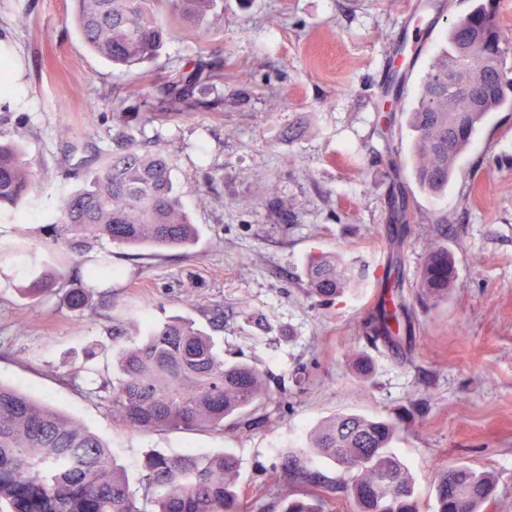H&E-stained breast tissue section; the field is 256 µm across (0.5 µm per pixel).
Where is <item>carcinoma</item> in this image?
<instances>
[{"label":"carcinoma","instance_id":"carcinoma-1","mask_svg":"<svg viewBox=\"0 0 512 512\" xmlns=\"http://www.w3.org/2000/svg\"><path fill=\"white\" fill-rule=\"evenodd\" d=\"M74 19L87 46L118 66L158 55L164 28L157 20L163 0H74ZM179 14L198 20L216 16L224 0H176ZM496 0L474 7L448 27L409 112L417 163L414 179L421 191L448 189L456 163L475 132L492 112L512 111L500 92L512 85L504 66ZM216 74L202 64L172 75L153 97L157 114L195 111L197 93ZM486 87L481 104L464 89ZM122 163L108 159L86 172L82 184L63 200L47 231L56 247L80 257L101 241L140 247L186 249L198 239L190 223L170 164L126 142ZM33 172L23 147L0 141V210L16 209L30 196ZM86 280L65 293L67 305L84 311L91 292L119 277L108 263L84 261ZM307 289L331 303L357 280L334 256L314 255L306 266ZM60 275L43 271L25 287L31 294L52 292ZM455 262L445 246L427 255L415 302L448 298ZM399 301L372 319L375 339L393 343L401 322H411V301ZM127 323L134 338L113 352L117 374L101 389L111 391L112 419L135 431L209 429L221 431L257 410L269 396L256 367L224 360V348L208 331L190 321ZM396 426L383 418L342 414L323 421L310 437L315 455L342 469L326 481L312 469L313 458L290 452L275 475L281 512H323L317 489L343 485L351 512H420L413 478L392 449ZM491 477L466 466L439 473L434 512H483L493 494ZM237 461L226 453L190 451L178 456L147 455L138 488L101 439L82 422L62 415L23 392L0 385V505L9 512H240Z\"/></svg>","mask_w":512,"mask_h":512}]
</instances>
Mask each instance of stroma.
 <instances>
[{
	"label": "stroma",
	"instance_id": "1",
	"mask_svg": "<svg viewBox=\"0 0 512 512\" xmlns=\"http://www.w3.org/2000/svg\"><path fill=\"white\" fill-rule=\"evenodd\" d=\"M224 0L200 22L160 21L170 35L155 59L116 69L84 43L72 0H0V139L20 141L35 189L20 213H0V246L17 229L40 248L67 193L118 153L123 140L172 160V176L200 236L187 249H131L104 241L96 255L122 271L90 310L62 294L30 297L23 260H0V384L81 420L108 445L130 483L146 453L194 449L238 461L242 512H279L268 491L280 452L307 450L311 431L343 413L387 417L393 448L432 512L439 469L468 466L494 483L489 512H512V112L490 113L458 158L447 191L413 179L406 119L449 25L474 0ZM431 26L426 43L414 26ZM414 55L403 96L376 81L398 43ZM206 62L224 84L189 115L143 120L157 85ZM240 68L254 77L243 85ZM70 88L59 97L58 85ZM452 252L447 301L417 308L409 339L373 342L368 323L387 276L407 288L434 244ZM336 254L361 273L355 291L319 305L306 293L313 254ZM224 357L255 365L265 408L221 431L138 432L113 423L98 386L112 375L117 316L185 319L210 328ZM369 360L359 377L354 356ZM89 364L82 372L81 364Z\"/></svg>",
	"mask_w": 512,
	"mask_h": 512
}]
</instances>
